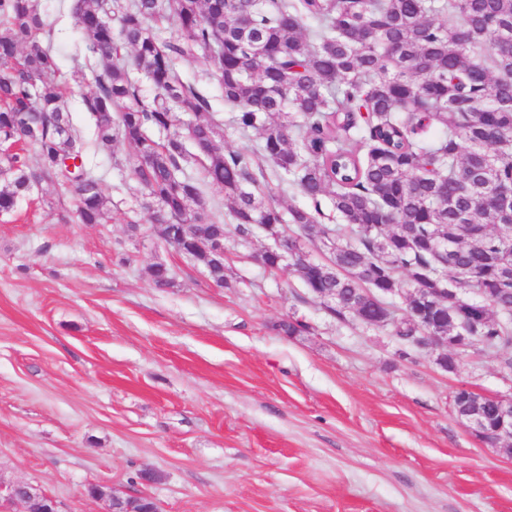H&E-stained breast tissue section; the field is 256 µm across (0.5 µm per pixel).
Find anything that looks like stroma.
I'll use <instances>...</instances> for the list:
<instances>
[{"mask_svg": "<svg viewBox=\"0 0 512 512\" xmlns=\"http://www.w3.org/2000/svg\"><path fill=\"white\" fill-rule=\"evenodd\" d=\"M74 4L37 0L111 218L79 223L61 178L0 213V485L31 486L57 512H109L112 491L160 512H512V451L453 405L462 387L512 398L503 351L475 346L449 373L391 327L331 317L291 268L260 265L265 234L241 239L208 188L225 222L216 286L152 231L128 146L94 147L81 97L103 61ZM179 70L208 97L223 149L249 150L257 133L233 129L217 87L192 62ZM160 262L164 289L148 275ZM288 320L308 332L285 335ZM95 485L105 497L88 496Z\"/></svg>", "mask_w": 512, "mask_h": 512, "instance_id": "stroma-1", "label": "stroma"}]
</instances>
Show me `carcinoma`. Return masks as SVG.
<instances>
[{"instance_id": "carcinoma-1", "label": "carcinoma", "mask_w": 512, "mask_h": 512, "mask_svg": "<svg viewBox=\"0 0 512 512\" xmlns=\"http://www.w3.org/2000/svg\"><path fill=\"white\" fill-rule=\"evenodd\" d=\"M35 2L0 0V212L61 176L80 223L105 224L111 201L83 163ZM74 12L86 50L105 60L83 95L96 145L132 149L133 174L158 205L148 220L188 224L222 250L224 220L201 190L210 184L243 238L288 226L294 247L336 244L326 261L288 262L314 296L336 290L330 315L345 317L363 288L406 284L412 296L446 282L492 297L478 334L512 349V315L499 316L512 308V241L495 232L512 224V0H76ZM182 60L217 86L239 133L258 132L251 153L217 145L224 128L204 117L209 100L182 79ZM180 114L192 116L181 128ZM257 159L308 204L281 208ZM190 164L201 178L185 175ZM327 198L341 223H324ZM444 239L446 267L434 257ZM262 255L272 270L285 263L275 241ZM193 260L224 280L223 260ZM149 276L172 284L162 263ZM364 312V325H391L417 345L419 322L374 303Z\"/></svg>"}]
</instances>
